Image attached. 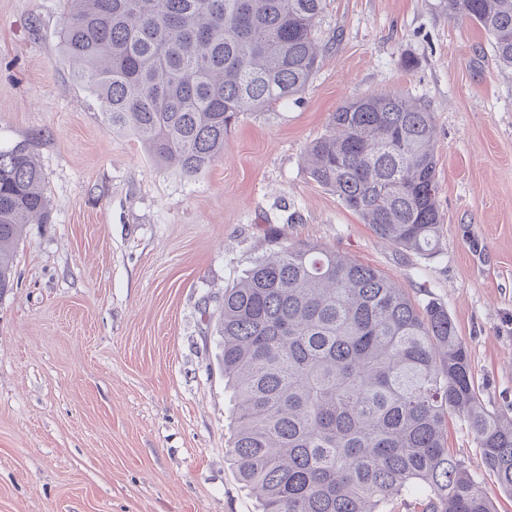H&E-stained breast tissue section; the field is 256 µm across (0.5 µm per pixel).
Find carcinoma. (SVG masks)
Masks as SVG:
<instances>
[{
	"instance_id": "carcinoma-1",
	"label": "carcinoma",
	"mask_w": 512,
	"mask_h": 512,
	"mask_svg": "<svg viewBox=\"0 0 512 512\" xmlns=\"http://www.w3.org/2000/svg\"><path fill=\"white\" fill-rule=\"evenodd\" d=\"M327 0H65L61 52L112 132L193 177L244 115L301 94L323 53ZM512 68V0H445ZM433 114L382 92L341 105L306 170L394 247L437 252ZM48 197L27 145L0 148V296ZM221 368L233 390L229 454L261 512H496L448 454L464 420L512 496V418L490 412L448 311L419 308L379 270L281 240L224 291Z\"/></svg>"
}]
</instances>
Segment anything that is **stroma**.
<instances>
[{
    "label": "stroma",
    "mask_w": 512,
    "mask_h": 512,
    "mask_svg": "<svg viewBox=\"0 0 512 512\" xmlns=\"http://www.w3.org/2000/svg\"><path fill=\"white\" fill-rule=\"evenodd\" d=\"M63 20L61 0H0V145L28 143L50 209L0 297V512H257L227 455L216 321L276 237L447 308L480 398L512 418V70L478 24L444 0H328L306 89L245 115L185 177L112 131L61 55ZM384 91L435 119L431 257L379 238L305 168L340 105ZM448 452L512 512L456 418Z\"/></svg>",
    "instance_id": "stroma-1"
}]
</instances>
